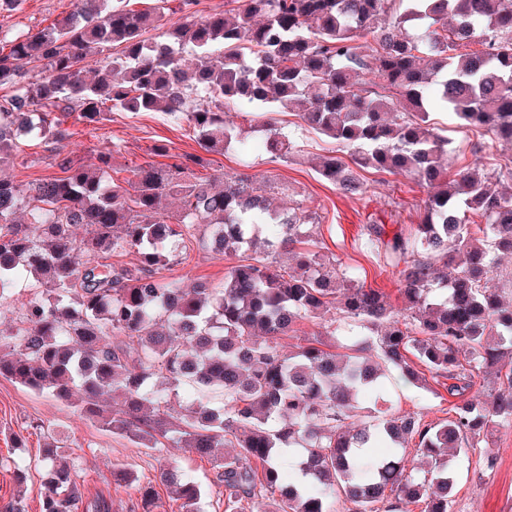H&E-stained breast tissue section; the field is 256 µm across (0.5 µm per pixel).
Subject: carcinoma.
<instances>
[{
	"label": "carcinoma",
	"mask_w": 512,
	"mask_h": 512,
	"mask_svg": "<svg viewBox=\"0 0 512 512\" xmlns=\"http://www.w3.org/2000/svg\"><path fill=\"white\" fill-rule=\"evenodd\" d=\"M79 2L0 50V88L12 89L0 101V167L19 158L12 139L25 123L63 152V118L76 110L89 123L107 110L167 112L222 153L243 137L226 109L245 101L336 141L347 157L323 158L319 174L341 193L361 194L360 172L373 170L404 174L428 194L414 235L364 226L398 271L397 311L325 258L312 240L316 212L271 207L277 186L263 175L223 173L215 190L192 180L200 158L181 157L109 187L102 168L69 153L60 177L21 185L0 176V305L23 275L39 283L0 336V377L66 402L76 395L86 417L143 448L200 458L232 449L218 472L224 512H338L341 502L348 512L419 503L450 512V451L512 426V272L500 271V255H512V157L489 164L476 144L451 172V140L429 112L438 104L461 128L512 146V0H226L220 12L179 0L181 21L168 28L166 0L140 11L126 0ZM250 129L271 157L297 156L273 118ZM171 195L181 200L174 224L160 213ZM75 224L86 227L79 240ZM187 237L236 257L224 281L159 276ZM131 251L134 265L98 263ZM497 272L502 287L491 288ZM308 317L326 331L299 335ZM338 321L348 326L342 341ZM284 336L296 340L288 351ZM392 372L405 385L445 388L458 398L451 415L427 423L393 411L382 384ZM481 373L493 378L490 401L471 394ZM187 384L195 397L171 409ZM411 446L426 460L422 475L407 467ZM40 466L42 512H109L103 499L83 502L51 441ZM160 481L180 512H200L196 482Z\"/></svg>",
	"instance_id": "obj_1"
}]
</instances>
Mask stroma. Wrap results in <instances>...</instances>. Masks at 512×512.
<instances>
[{"mask_svg":"<svg viewBox=\"0 0 512 512\" xmlns=\"http://www.w3.org/2000/svg\"><path fill=\"white\" fill-rule=\"evenodd\" d=\"M74 7L75 0H23L19 10L0 13V44L49 26ZM255 113V106L244 102L231 106L228 118L247 132L251 173L268 176L278 186L275 205L285 207L297 201L316 211L320 222L314 238L324 254L356 269L367 286L381 289L394 307H401L397 277L366 245L363 227L381 224L390 235L410 233L420 221V205L427 197L426 190L402 175L369 172L365 175V193L351 198L343 196L317 170L322 158L334 155L335 141L313 130L298 128L295 116L278 112L274 115L278 128L295 132L301 151L289 162L272 159L262 139L248 131ZM431 119L439 133L453 139L455 164L463 166L471 157L476 135L465 133L456 115L444 108L434 107ZM64 126L70 134V150L85 164L98 165L100 155L113 154L112 168L104 176L108 182L122 184L131 179L135 168L155 161L154 150L163 144L173 155L200 157V164L192 168L195 179L210 181L220 173L241 170L237 148L221 154L203 151L187 122L163 112H111L97 124L86 123L74 113L66 118ZM17 145L24 161L6 170L15 182L27 184L59 175L52 152L39 138L22 136ZM233 263L232 257L192 243L163 275L186 283L216 284L223 281L225 270ZM390 390L397 411L419 413L428 422L447 418L454 402L453 397H439L397 383L391 384ZM49 436L55 440L59 455L74 467L87 500H106L110 512H139L137 485L151 480L156 483L155 512H178L166 487L156 482L160 473L168 469L178 470L200 485L203 512H224V497L217 484L223 451L202 459L183 448H142L89 420L76 405L61 402L48 393L29 391L0 377L1 505L18 498L26 512H41L42 477L36 461ZM486 453L494 458V466L489 470L478 464L480 456ZM120 466L133 470L135 482L114 481L112 471ZM19 468L26 469V482H17L15 471ZM456 468L458 477L451 512H512V427L494 429L474 455L457 459Z\"/></svg>","mask_w":512,"mask_h":512,"instance_id":"1","label":"stroma"}]
</instances>
